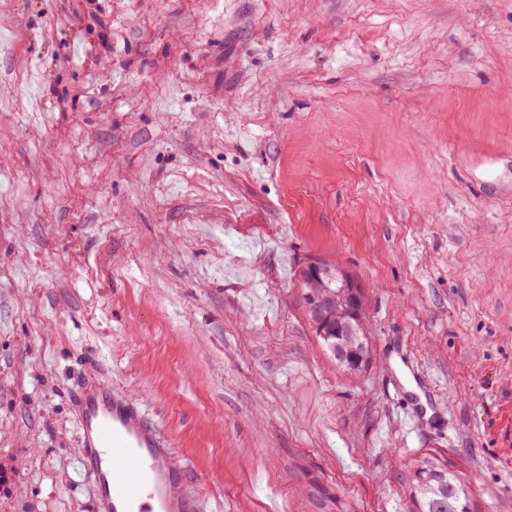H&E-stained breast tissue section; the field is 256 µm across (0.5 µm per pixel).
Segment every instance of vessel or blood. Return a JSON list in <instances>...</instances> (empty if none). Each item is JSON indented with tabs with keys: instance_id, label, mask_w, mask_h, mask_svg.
<instances>
[{
	"instance_id": "obj_1",
	"label": "vessel or blood",
	"mask_w": 512,
	"mask_h": 512,
	"mask_svg": "<svg viewBox=\"0 0 512 512\" xmlns=\"http://www.w3.org/2000/svg\"><path fill=\"white\" fill-rule=\"evenodd\" d=\"M70 400L80 434L79 472L91 485L98 512H194L180 494L181 471L157 426L124 392L112 370L90 362Z\"/></svg>"
}]
</instances>
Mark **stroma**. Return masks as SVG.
Instances as JSON below:
<instances>
[{
	"instance_id": "35a3bbf8",
	"label": "stroma",
	"mask_w": 512,
	"mask_h": 512,
	"mask_svg": "<svg viewBox=\"0 0 512 512\" xmlns=\"http://www.w3.org/2000/svg\"><path fill=\"white\" fill-rule=\"evenodd\" d=\"M94 357L197 512H415L426 457L512 512V0H0V512H96ZM306 267L309 272V281L310 287L307 283L308 274L305 267L300 268L299 273L297 274V282L302 288L303 299L305 303L304 294L310 290L307 294V302L306 309L311 319L315 320L319 324V331L321 336L318 334L316 330L315 334L321 340L324 346L328 349L330 354L333 356L336 361L340 360V352L342 350L347 349L349 346L357 345L359 337L361 341L364 343L366 351H368V343L366 339V335L363 334V330L359 329L357 336H346L349 335L350 332L347 330L340 331L339 334L329 335V338H326L327 335L323 331L321 318L326 309H329L333 302L335 301V294L330 290L331 284L336 282V288L339 290L336 294H339L348 302L347 307V315L350 318L356 319L359 322L361 328H363V286L360 282H358L353 276H351L347 271L338 265H328L325 262L319 259H311L307 262ZM333 288V289H336ZM335 336V337H333ZM336 344V351L332 349V345ZM344 348V349H343Z\"/></svg>"
}]
</instances>
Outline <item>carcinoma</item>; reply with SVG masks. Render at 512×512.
<instances>
[{
	"label": "carcinoma",
	"mask_w": 512,
	"mask_h": 512,
	"mask_svg": "<svg viewBox=\"0 0 512 512\" xmlns=\"http://www.w3.org/2000/svg\"><path fill=\"white\" fill-rule=\"evenodd\" d=\"M334 359L357 342H367L364 335H349L344 330L329 338L321 337ZM412 484L420 512H472L468 486L448 467L430 458L418 462L413 470Z\"/></svg>",
	"instance_id": "obj_1"
}]
</instances>
